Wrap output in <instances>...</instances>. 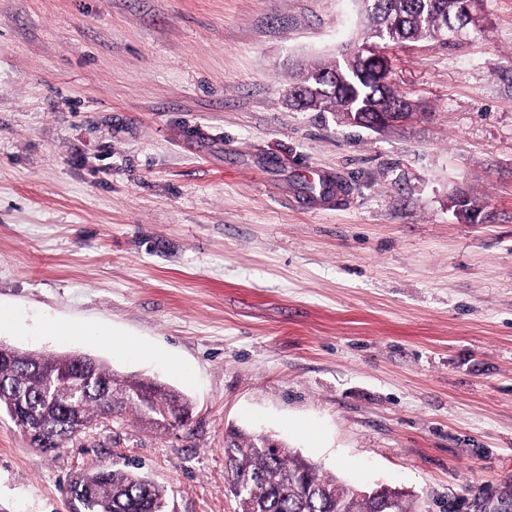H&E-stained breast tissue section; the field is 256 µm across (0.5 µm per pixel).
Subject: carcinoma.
Instances as JSON below:
<instances>
[{"instance_id": "carcinoma-1", "label": "carcinoma", "mask_w": 512, "mask_h": 512, "mask_svg": "<svg viewBox=\"0 0 512 512\" xmlns=\"http://www.w3.org/2000/svg\"><path fill=\"white\" fill-rule=\"evenodd\" d=\"M476 0H369L364 7L370 27L383 28L388 42L415 41L435 32L452 33L472 23ZM378 46L364 39L348 48L350 60L340 73L318 63L299 68L294 80L311 75V89L298 98L288 87V101L304 111L357 113V120H370L391 103L404 99L388 82L389 69L377 54ZM72 354L21 352L0 344V413L18 415L30 427H40L55 437L63 448L81 435L56 403V396H43L41 385L27 375L31 368L66 369ZM98 378L91 381L81 403L82 431L106 419L103 400L112 403V418L128 412L136 419L161 430L159 421L171 417L182 423L189 417L190 400L170 386L155 382V405L143 399V379L121 376L97 360ZM224 453L233 478L248 484L250 512H410L405 495L397 490L377 497H364L356 488L334 476L319 473L310 460L292 452L276 454L260 448L257 435L232 433ZM83 494L74 496L78 512H168V494L146 474L127 467L103 466L86 472L69 483Z\"/></svg>"}]
</instances>
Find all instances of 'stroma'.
<instances>
[{"instance_id": "obj_1", "label": "stroma", "mask_w": 512, "mask_h": 512, "mask_svg": "<svg viewBox=\"0 0 512 512\" xmlns=\"http://www.w3.org/2000/svg\"><path fill=\"white\" fill-rule=\"evenodd\" d=\"M479 14L385 48L412 114L371 130L286 96L359 41L358 0H0V342L192 404L51 454L0 414V512H72L71 479L128 463L169 512H238L234 431L418 512H512V0Z\"/></svg>"}]
</instances>
